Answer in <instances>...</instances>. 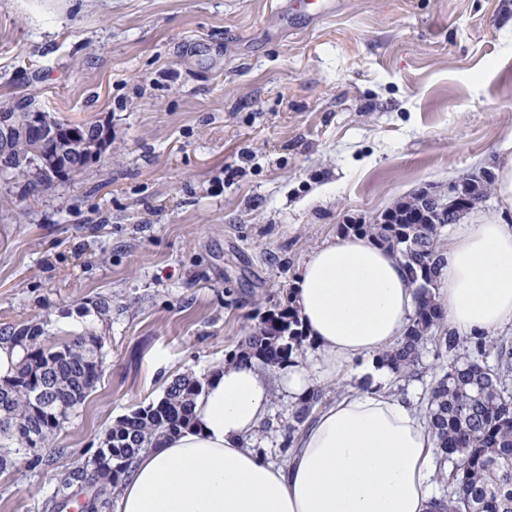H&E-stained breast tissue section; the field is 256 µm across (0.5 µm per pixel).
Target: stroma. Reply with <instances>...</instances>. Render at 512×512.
<instances>
[{"label":"stroma","mask_w":512,"mask_h":512,"mask_svg":"<svg viewBox=\"0 0 512 512\" xmlns=\"http://www.w3.org/2000/svg\"><path fill=\"white\" fill-rule=\"evenodd\" d=\"M279 2L0 0V107L112 132L78 179L0 181V329L91 332L106 358L58 453L0 473V512H47L117 419L222 367L344 225L495 173L512 0H340L312 30ZM448 363L428 342L389 385L425 406Z\"/></svg>","instance_id":"obj_1"}]
</instances>
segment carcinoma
Wrapping results in <instances>:
<instances>
[{"label": "carcinoma", "instance_id": "cac0c4a2", "mask_svg": "<svg viewBox=\"0 0 512 512\" xmlns=\"http://www.w3.org/2000/svg\"><path fill=\"white\" fill-rule=\"evenodd\" d=\"M16 136L13 180L25 182L26 192L50 190L56 177L40 168L39 158L56 151L52 138L27 137L29 113H10ZM377 224H346L343 232L369 236L397 250L405 261L409 281L417 285L418 306L398 345L386 355L396 378L411 377L421 350L438 339L448 351L461 340L449 332L445 314L436 301L435 287L443 254L442 230L436 216L425 213L417 196L392 209ZM305 334L291 300L266 311L229 356V361L257 359L269 368L294 360L302 351ZM17 349L10 373L0 377V471L4 459L52 450L60 425L96 389L105 368L102 338L92 333L56 338L35 323L0 330V343ZM512 345H497L496 363L476 359L452 363L430 389L425 414L444 459L451 461L441 474L451 489L434 501V512H512ZM50 392V405L35 394ZM204 382L194 376L174 378L162 398L139 406L119 419L107 433L92 459L72 471L62 483L84 490L81 512H108L111 495L129 472L138 454L190 425L196 399ZM325 405L323 390L312 391L292 413L284 434L282 452L295 440L314 410Z\"/></svg>", "mask_w": 512, "mask_h": 512}]
</instances>
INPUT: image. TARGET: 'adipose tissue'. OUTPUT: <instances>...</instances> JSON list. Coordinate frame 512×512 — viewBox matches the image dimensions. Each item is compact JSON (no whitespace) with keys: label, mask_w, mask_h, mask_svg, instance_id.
<instances>
[{"label":"adipose tissue","mask_w":512,"mask_h":512,"mask_svg":"<svg viewBox=\"0 0 512 512\" xmlns=\"http://www.w3.org/2000/svg\"><path fill=\"white\" fill-rule=\"evenodd\" d=\"M444 257L434 292L449 330L490 339L512 326V226L487 217L457 225ZM294 300L313 352L273 379L249 361L218 369L191 425L139 454L117 512H431L436 440L411 400L388 394L380 359L417 306L402 261L366 236L325 243ZM356 362L369 388L323 407L287 460L248 447L272 391L298 402Z\"/></svg>","instance_id":"ef3b65f1"}]
</instances>
